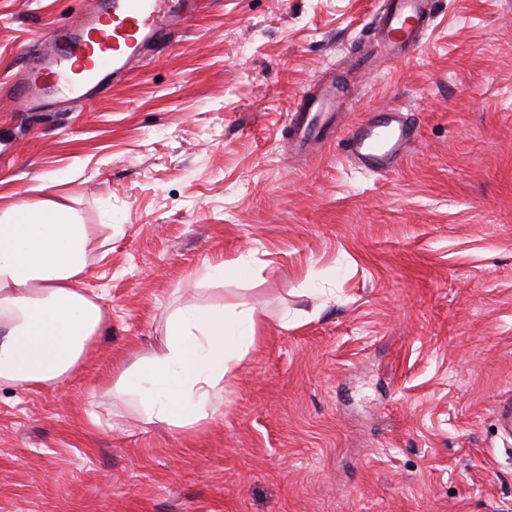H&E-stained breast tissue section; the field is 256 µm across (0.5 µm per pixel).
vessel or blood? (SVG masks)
<instances>
[{
    "instance_id": "obj_1",
    "label": "vessel or blood",
    "mask_w": 512,
    "mask_h": 512,
    "mask_svg": "<svg viewBox=\"0 0 512 512\" xmlns=\"http://www.w3.org/2000/svg\"><path fill=\"white\" fill-rule=\"evenodd\" d=\"M428 0H383L373 29L388 59L400 57L420 41L429 26ZM202 0H94L81 12V25H61L42 35L40 51L33 56L16 85L29 108H68L103 96L126 81L133 61L150 47L169 43L176 23L192 20ZM341 101L332 84L310 96L294 124L296 146L308 151L314 145L340 141L345 155L375 174L393 170L419 137L410 115L391 108L367 114L344 136L334 130V114Z\"/></svg>"
}]
</instances>
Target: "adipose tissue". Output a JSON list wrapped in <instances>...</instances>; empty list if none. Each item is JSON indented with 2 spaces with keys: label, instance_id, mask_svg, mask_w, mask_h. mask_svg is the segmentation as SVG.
Segmentation results:
<instances>
[{
  "label": "adipose tissue",
  "instance_id": "obj_1",
  "mask_svg": "<svg viewBox=\"0 0 512 512\" xmlns=\"http://www.w3.org/2000/svg\"><path fill=\"white\" fill-rule=\"evenodd\" d=\"M101 243L70 206L28 200L0 210V384L55 387L80 367L105 324L82 287ZM263 322L253 306L188 304L168 317L160 347L115 368L113 392L145 423L197 429L224 400V379Z\"/></svg>",
  "mask_w": 512,
  "mask_h": 512
}]
</instances>
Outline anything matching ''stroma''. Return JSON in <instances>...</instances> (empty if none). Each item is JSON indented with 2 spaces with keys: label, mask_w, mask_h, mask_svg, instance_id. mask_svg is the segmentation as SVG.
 Here are the masks:
<instances>
[{
  "label": "stroma",
  "mask_w": 512,
  "mask_h": 512,
  "mask_svg": "<svg viewBox=\"0 0 512 512\" xmlns=\"http://www.w3.org/2000/svg\"><path fill=\"white\" fill-rule=\"evenodd\" d=\"M78 8L0 0V82ZM376 9L211 0L105 97H0V208L59 201L107 240L84 280L107 321L78 371L0 384V512H512V0H432L392 62ZM320 79L338 129L410 111L399 166L294 150ZM247 252L245 275L202 279ZM241 301L264 324L214 419L159 429L112 396L175 308Z\"/></svg>",
  "instance_id": "35a3bbf8"
}]
</instances>
